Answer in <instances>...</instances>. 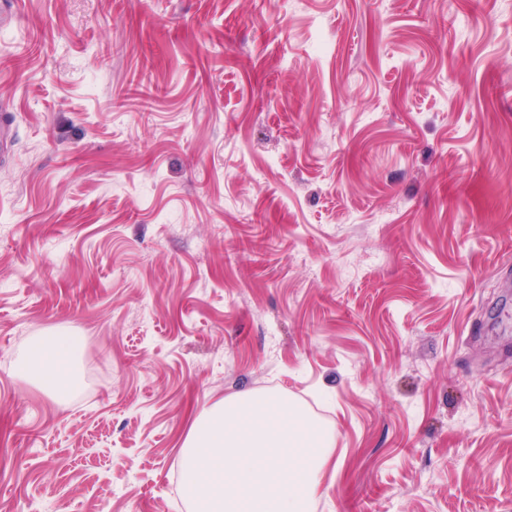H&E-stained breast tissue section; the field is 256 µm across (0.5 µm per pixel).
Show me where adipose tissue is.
<instances>
[{"label":"adipose tissue","instance_id":"1","mask_svg":"<svg viewBox=\"0 0 512 512\" xmlns=\"http://www.w3.org/2000/svg\"><path fill=\"white\" fill-rule=\"evenodd\" d=\"M72 352L70 336L39 337L30 350L29 362L21 364L18 372L21 376L36 378L53 395L69 394L75 387Z\"/></svg>","mask_w":512,"mask_h":512}]
</instances>
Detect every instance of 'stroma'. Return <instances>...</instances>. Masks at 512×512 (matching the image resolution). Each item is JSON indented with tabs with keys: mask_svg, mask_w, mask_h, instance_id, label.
<instances>
[{
	"mask_svg": "<svg viewBox=\"0 0 512 512\" xmlns=\"http://www.w3.org/2000/svg\"><path fill=\"white\" fill-rule=\"evenodd\" d=\"M9 2L0 512H184L240 392L323 410L314 512H512V0ZM72 352L71 336H41L30 350L29 364L22 363L18 372L23 377L36 378L54 396L69 394L75 387Z\"/></svg>",
	"mask_w": 512,
	"mask_h": 512,
	"instance_id": "35a3bbf8",
	"label": "stroma"
}]
</instances>
